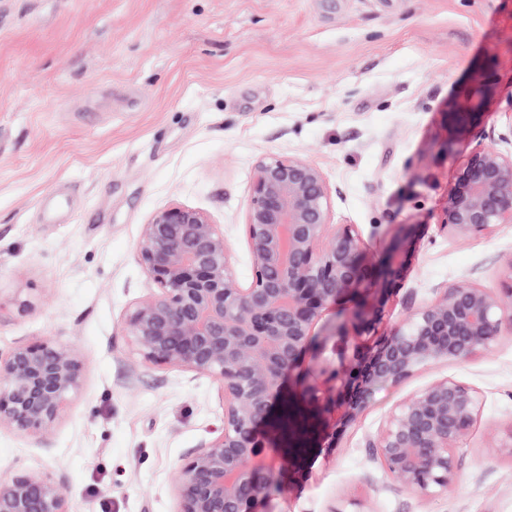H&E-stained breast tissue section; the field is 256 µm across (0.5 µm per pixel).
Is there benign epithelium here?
<instances>
[{
  "instance_id": "7a95c632",
  "label": "benign epithelium",
  "mask_w": 512,
  "mask_h": 512,
  "mask_svg": "<svg viewBox=\"0 0 512 512\" xmlns=\"http://www.w3.org/2000/svg\"><path fill=\"white\" fill-rule=\"evenodd\" d=\"M479 92L448 112L447 137L467 138ZM331 188L321 169L294 155L259 157L245 211L252 275L242 280L224 232L203 211L156 210L143 225L137 259L154 291L126 312L130 353L138 364L218 381L224 424L192 451L173 479L175 512H256L255 503L285 472L299 467L324 425H347L380 387H396L435 363L489 351L512 328V259L508 279L485 288L469 282L435 288L401 325L368 340L381 322L363 303L336 324L354 342L348 367L320 382L300 378L284 395L316 337L322 314L351 292L401 281L415 250V225L398 224L391 250L366 264L364 238L334 222ZM441 227L467 239L512 224V151L474 147L448 185ZM81 350L71 343H19L0 354V430L46 438L83 384ZM481 403L465 383L442 377L397 403L371 441L385 472L420 496L446 493L458 480L457 449L477 423ZM280 442L276 462L261 455L260 422ZM0 512H69L66 490L51 472L21 468L0 480Z\"/></svg>"
}]
</instances>
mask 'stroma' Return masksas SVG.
Listing matches in <instances>:
<instances>
[{"label":"stroma","mask_w":512,"mask_h":512,"mask_svg":"<svg viewBox=\"0 0 512 512\" xmlns=\"http://www.w3.org/2000/svg\"><path fill=\"white\" fill-rule=\"evenodd\" d=\"M483 80L475 140L448 142L447 104ZM512 127V0H0V350L79 346L81 390L47 439L0 431V480L21 467L60 476L69 512H173L171 476L224 423L220 384L136 366L126 310L153 284L137 261L162 207L206 212L250 276L244 213L252 167L297 155L324 172L339 222L369 261L392 227L415 224L392 326L436 286L499 287L512 224L442 231L448 186L473 146L506 151ZM378 290L325 314L302 357L310 378L341 367L336 323ZM450 376L481 418L445 494L415 495L369 444L395 404ZM512 334L464 362L376 391L258 512H512Z\"/></svg>","instance_id":"1"}]
</instances>
